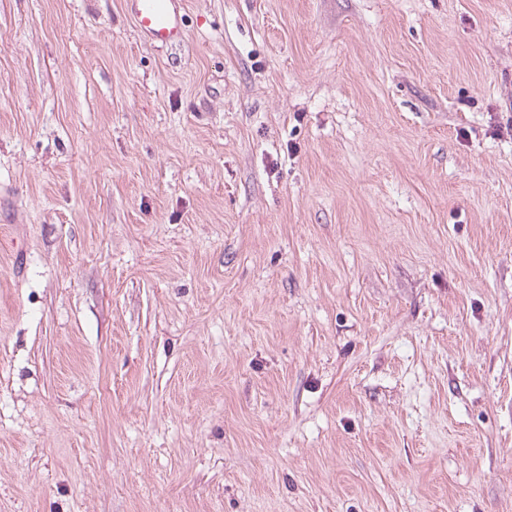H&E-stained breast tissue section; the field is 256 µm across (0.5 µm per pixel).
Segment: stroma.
<instances>
[{"instance_id": "obj_1", "label": "stroma", "mask_w": 512, "mask_h": 512, "mask_svg": "<svg viewBox=\"0 0 512 512\" xmlns=\"http://www.w3.org/2000/svg\"><path fill=\"white\" fill-rule=\"evenodd\" d=\"M0 0V512H512V0ZM179 0H124L137 30L154 45H168L184 37V13Z\"/></svg>"}]
</instances>
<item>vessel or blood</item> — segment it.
Segmentation results:
<instances>
[{
    "label": "vessel or blood",
    "instance_id": "obj_1",
    "mask_svg": "<svg viewBox=\"0 0 512 512\" xmlns=\"http://www.w3.org/2000/svg\"><path fill=\"white\" fill-rule=\"evenodd\" d=\"M137 30L152 44L168 45L184 37L180 0H123Z\"/></svg>",
    "mask_w": 512,
    "mask_h": 512
}]
</instances>
